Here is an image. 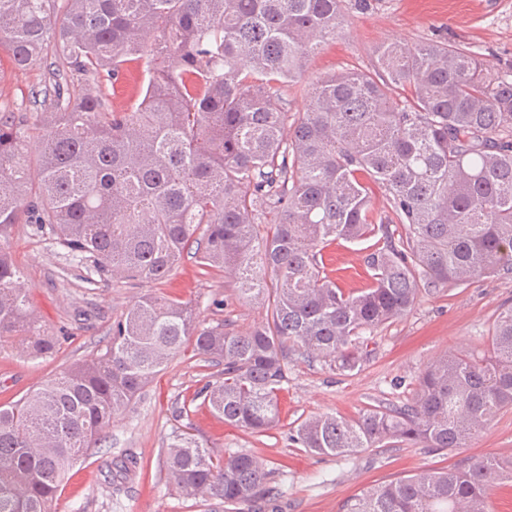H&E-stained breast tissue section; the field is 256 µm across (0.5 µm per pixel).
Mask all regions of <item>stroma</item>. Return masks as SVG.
Instances as JSON below:
<instances>
[{
    "label": "stroma",
    "instance_id": "obj_1",
    "mask_svg": "<svg viewBox=\"0 0 512 512\" xmlns=\"http://www.w3.org/2000/svg\"><path fill=\"white\" fill-rule=\"evenodd\" d=\"M344 18L336 43L307 61L300 83L284 85L291 111H304L302 87L317 77L371 70L375 49L385 42L440 39L512 70V0H366L361 7L345 0ZM42 73V64L19 70L1 54L0 109L21 107ZM8 244L25 273L36 316L50 335L59 337L60 346L52 357L39 360L0 351V404L97 354L113 322L151 291L191 302L205 327L229 320L243 331L265 316L262 308L236 299L235 285L224 273L202 274L191 259L153 286L117 276L89 285L84 269L32 225H13ZM363 246L339 239L324 252L327 272L344 291L355 293L370 283ZM510 305L512 273L443 287L421 295L405 317L375 332L369 344L372 355L358 373L342 375L319 362L292 360L280 394L279 424L261 436L225 425L203 407L180 416L184 400L206 375L195 353L185 351L116 419L103 446L69 472L57 512H224L220 501L184 498L168 482L164 448L184 425L214 452H246L266 462L283 494L262 505L261 512H339L344 501L362 490L425 468L451 470L462 460L487 454L510 458L512 409L501 412L467 447L447 453L395 443L345 460L305 452L289 439L297 422L312 415L352 419L374 406L411 401L429 362L447 352L485 347L498 313ZM124 453L137 456L139 469L117 490L107 483L105 463Z\"/></svg>",
    "mask_w": 512,
    "mask_h": 512
}]
</instances>
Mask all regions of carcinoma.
I'll list each match as a JSON object with an SVG mask.
<instances>
[{"label":"carcinoma","instance_id":"obj_1","mask_svg":"<svg viewBox=\"0 0 512 512\" xmlns=\"http://www.w3.org/2000/svg\"><path fill=\"white\" fill-rule=\"evenodd\" d=\"M343 22V0H0V53L17 69L45 64L25 109L0 112V239L36 225L89 284L162 282L191 258L231 273L239 298L267 309L243 332L201 326L188 301L141 296L98 355L0 405V512H54L73 467L189 344L222 378L180 413L199 400L261 435L279 422L291 354L358 371L369 335L421 290L512 271V75L442 41L384 43L373 70L318 78L305 111L290 114L281 86L299 82ZM131 64L142 97L130 107L91 90L129 83ZM369 180L391 214L374 217ZM393 222L405 232L397 242ZM377 229L371 286L344 292L323 250ZM58 345L0 242V348L43 359ZM511 407L512 306L486 352L439 356L406 405L309 416L291 440L341 457L393 440L452 451ZM166 472L179 493L226 506L282 494L258 458L216 454L186 430L166 447ZM504 480L512 458L485 456L373 486L341 512H489Z\"/></svg>","mask_w":512,"mask_h":512}]
</instances>
